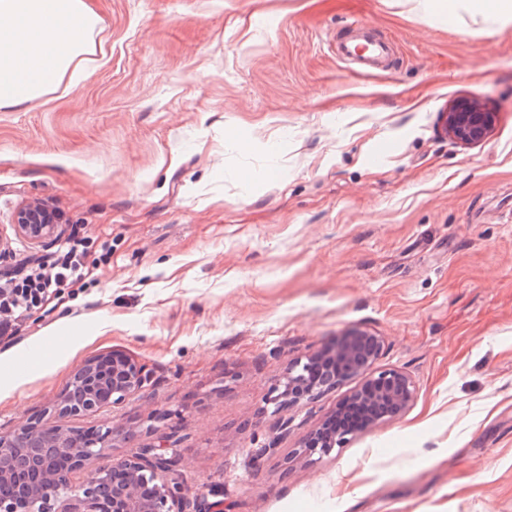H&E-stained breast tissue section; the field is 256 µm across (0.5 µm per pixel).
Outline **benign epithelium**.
Returning <instances> with one entry per match:
<instances>
[{"label":"benign epithelium","mask_w":512,"mask_h":512,"mask_svg":"<svg viewBox=\"0 0 512 512\" xmlns=\"http://www.w3.org/2000/svg\"><path fill=\"white\" fill-rule=\"evenodd\" d=\"M444 116L448 133L463 145L482 142L494 120L493 113L467 102L454 104ZM12 227L15 236L33 246L61 234V224L38 204L18 209ZM383 346L381 337L356 331L332 339L288 367L270 397L278 421L268 442L253 451L252 467L259 469L278 453L288 435L284 412L349 379L365 377L345 401L364 415V429L405 413L414 399L411 379L394 369L371 372ZM147 381L144 367L128 356H96L76 369L70 389L53 408L62 416L92 415L123 403ZM109 438L101 432L89 444L80 432L48 426L40 419L29 420L11 434L1 433L0 485L14 484L18 493L0 494V512H224V501H210L185 483L173 435L163 433L135 456L102 464L104 448L99 443ZM347 441L348 435L323 423L299 454L327 455ZM76 470L87 473L79 485L70 479Z\"/></svg>","instance_id":"benign-epithelium-1"}]
</instances>
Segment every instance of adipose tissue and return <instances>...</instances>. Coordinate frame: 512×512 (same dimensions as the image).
Instances as JSON below:
<instances>
[{
    "label": "adipose tissue",
    "mask_w": 512,
    "mask_h": 512,
    "mask_svg": "<svg viewBox=\"0 0 512 512\" xmlns=\"http://www.w3.org/2000/svg\"><path fill=\"white\" fill-rule=\"evenodd\" d=\"M455 20L512 23V0H435ZM102 19L87 0H0V109H22L77 78L95 54Z\"/></svg>",
    "instance_id": "ef3b65f1"
}]
</instances>
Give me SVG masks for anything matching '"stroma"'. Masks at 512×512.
<instances>
[{"instance_id": "stroma-1", "label": "stroma", "mask_w": 512, "mask_h": 512, "mask_svg": "<svg viewBox=\"0 0 512 512\" xmlns=\"http://www.w3.org/2000/svg\"><path fill=\"white\" fill-rule=\"evenodd\" d=\"M88 3L103 29L82 78L0 109L7 273L58 245L14 236L27 203L87 238L86 276L0 342V432L108 427L111 461L175 433L224 512H512V24L426 0ZM354 21L393 68L337 56ZM458 100L494 113L483 143L446 131ZM357 329L384 341L376 369L412 378L409 409L299 456L343 382L291 408L253 469L289 365ZM115 351L145 367L140 391L51 414ZM288 417L281 415L276 422L268 442L263 448H256L251 455V465L254 469L258 470L263 461L269 457L274 456L279 451L280 441L288 435Z\"/></svg>"}]
</instances>
